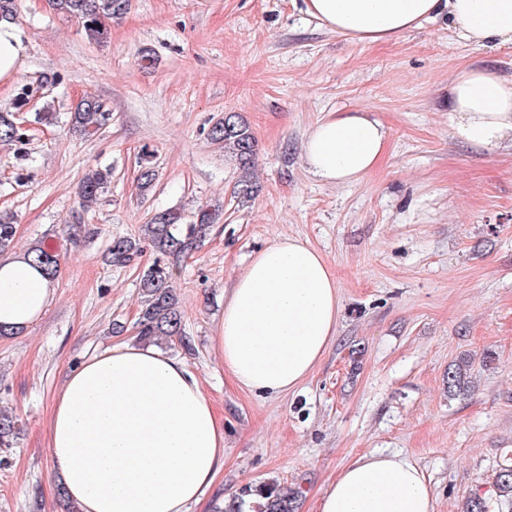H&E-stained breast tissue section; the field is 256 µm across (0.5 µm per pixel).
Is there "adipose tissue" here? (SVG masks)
Returning a JSON list of instances; mask_svg holds the SVG:
<instances>
[{
  "label": "adipose tissue",
  "instance_id": "ef3b65f1",
  "mask_svg": "<svg viewBox=\"0 0 512 512\" xmlns=\"http://www.w3.org/2000/svg\"><path fill=\"white\" fill-rule=\"evenodd\" d=\"M320 25L362 43L391 41L445 20L465 42L512 43V0H303ZM452 127L467 144L512 148V80L467 68L450 86ZM383 125L364 112H334L305 142L315 177L362 181L382 162ZM53 299L48 279L20 257L0 259V326L27 327ZM336 276L295 238L254 255L224 296L215 336L224 372L249 392L282 395L312 373L339 319ZM48 452L78 512H190L224 466V422L198 379L152 344L120 343L86 357L52 402ZM319 512H434L420 468L397 455L347 464Z\"/></svg>",
  "mask_w": 512,
  "mask_h": 512
}]
</instances>
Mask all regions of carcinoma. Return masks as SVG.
I'll list each match as a JSON object with an SVG mask.
<instances>
[{"label":"carcinoma","instance_id":"1","mask_svg":"<svg viewBox=\"0 0 512 512\" xmlns=\"http://www.w3.org/2000/svg\"><path fill=\"white\" fill-rule=\"evenodd\" d=\"M129 0H51L52 9L74 17L82 25L87 38L101 43L106 38V21L123 15ZM111 118V113L93 98H83L71 112L73 129L91 136ZM208 137L214 143L224 145V152L231 154L237 162L241 175L234 187V198L248 202L258 192L253 168L257 154V143L243 118L235 112H226L224 117L212 125ZM27 133L16 121L15 113H0V142L23 143ZM155 180L152 167H140L137 187L141 194L151 189ZM112 183V168L93 167L79 183L80 205L87 207L97 202ZM222 209L207 206L197 210L193 220L183 222L182 214L165 211L154 214L148 223L141 225V234L119 236L112 239L109 248L110 262L114 266H126L141 253V241L150 242L158 258L143 272L140 288L144 296L137 320V338L144 342H155L161 337L184 340L183 316L178 306L173 287L172 269L185 255L198 248L210 225L219 222ZM15 224L0 219V253L13 248ZM24 257L53 281L60 270L59 255L42 246L27 249ZM468 361L461 360L448 365V393L455 395L468 388ZM300 491L289 488L277 479L261 484H246L231 498L224 501L219 512H297ZM495 496L512 502V466L500 469L495 482ZM463 512H489V498L478 493L469 495Z\"/></svg>","mask_w":512,"mask_h":512}]
</instances>
